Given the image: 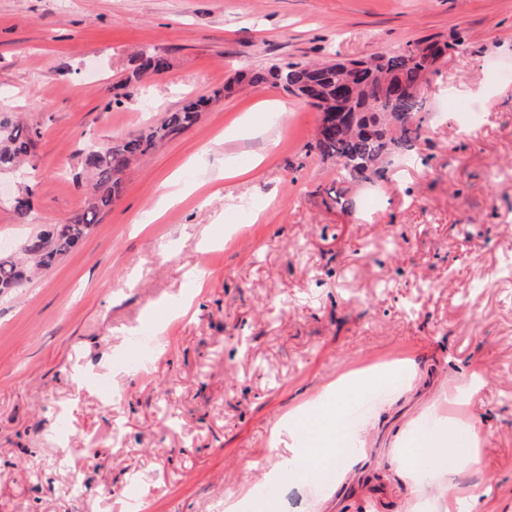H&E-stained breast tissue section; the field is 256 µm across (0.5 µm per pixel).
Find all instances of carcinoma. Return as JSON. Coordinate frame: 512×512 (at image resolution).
I'll use <instances>...</instances> for the list:
<instances>
[{"label":"carcinoma","instance_id":"1","mask_svg":"<svg viewBox=\"0 0 512 512\" xmlns=\"http://www.w3.org/2000/svg\"><path fill=\"white\" fill-rule=\"evenodd\" d=\"M463 46L457 35L443 45L421 41L368 60L289 62L240 70L237 78L224 84V93L231 94L242 84H271L305 99L325 115L311 148L322 159L336 163L338 179L353 183L382 180L387 174L386 157L395 149L412 150L421 138L424 98L414 96L412 89L424 88L427 75L436 69L446 51H458ZM168 68L165 56L142 48L120 87L134 86L145 76ZM207 104L205 99L191 100L128 138L86 148L76 177L78 186L89 184L86 206L59 224L45 225L31 233L19 256L0 255V294L20 290L35 272L50 269L75 249L120 196L130 164L193 125ZM41 137L40 128L0 114V173L22 164L36 166ZM6 205L18 218L27 219L31 213L30 189H19Z\"/></svg>","mask_w":512,"mask_h":512}]
</instances>
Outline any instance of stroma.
<instances>
[{
	"instance_id": "stroma-1",
	"label": "stroma",
	"mask_w": 512,
	"mask_h": 512,
	"mask_svg": "<svg viewBox=\"0 0 512 512\" xmlns=\"http://www.w3.org/2000/svg\"><path fill=\"white\" fill-rule=\"evenodd\" d=\"M457 34L466 48L429 76L407 168L389 164L369 207L311 151L306 102L274 86L212 97L246 66ZM143 46L169 68L119 92ZM496 66L512 67V0H0V112L43 131L37 167L0 176L35 200L24 222L0 205L2 254L82 210L87 145L212 100L132 165L79 249L0 294V512H224L296 450L291 411L388 365L403 384L355 429L338 424L352 462L331 481L277 484L275 512H435L457 488L470 494L460 512H512V80L492 81ZM455 98L480 119L463 123ZM271 99L287 113L263 108ZM238 166L248 178L196 192ZM145 329L160 334L153 365L118 368ZM162 386L175 397L163 411ZM444 416L484 437L454 489L394 461Z\"/></svg>"
}]
</instances>
